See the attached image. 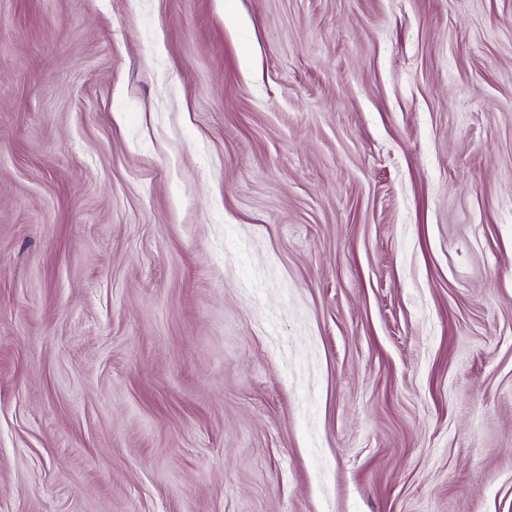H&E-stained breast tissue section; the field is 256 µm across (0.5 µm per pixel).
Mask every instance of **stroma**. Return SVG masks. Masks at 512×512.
I'll return each mask as SVG.
<instances>
[{
  "mask_svg": "<svg viewBox=\"0 0 512 512\" xmlns=\"http://www.w3.org/2000/svg\"><path fill=\"white\" fill-rule=\"evenodd\" d=\"M0 512H512V0H0Z\"/></svg>",
  "mask_w": 512,
  "mask_h": 512,
  "instance_id": "1",
  "label": "stroma"
}]
</instances>
